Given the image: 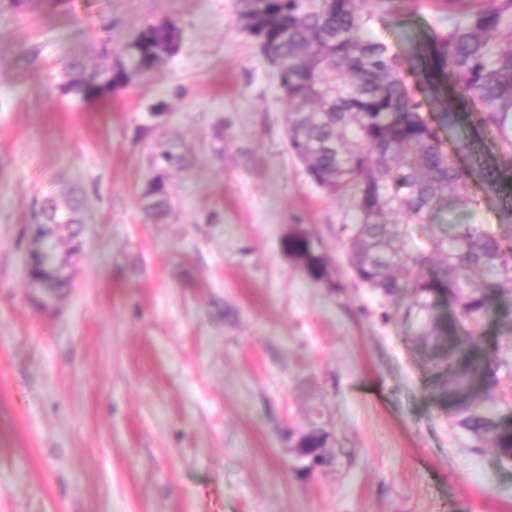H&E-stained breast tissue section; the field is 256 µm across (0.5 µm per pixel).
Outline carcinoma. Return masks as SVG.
Segmentation results:
<instances>
[{
	"label": "carcinoma",
	"instance_id": "obj_1",
	"mask_svg": "<svg viewBox=\"0 0 512 512\" xmlns=\"http://www.w3.org/2000/svg\"><path fill=\"white\" fill-rule=\"evenodd\" d=\"M420 0H238L237 20L275 68L288 106V145L307 175L331 194L345 198L351 223L342 225L355 278L383 299L405 288L414 306L429 313L430 335L440 339L444 321L432 315L445 302L464 324L456 336L448 380L439 388L451 404L453 424L475 447L490 441L502 459H512V354L479 347L482 318L496 302L512 300V244L484 224H452L438 236L431 217L454 201L476 216L492 192L502 215L512 219V167L489 168L475 176L447 149L444 134L459 119L477 133L498 136L512 160V0H435L448 25L405 57L367 35L377 18L396 19ZM172 20L144 23L122 44L100 47L113 58L86 73L73 61L57 75L64 90L88 101L126 88L133 78L159 68L173 51L162 41ZM417 78L411 86L410 78ZM479 103L473 112L448 107ZM168 146L153 157L165 170L184 165ZM163 175L151 182L146 205L158 214L166 205ZM31 241L39 253L29 278L41 288H65L64 261L53 227L74 224L53 205L45 209ZM300 271L328 280L320 243L294 225L284 242ZM310 422L297 443L316 452L331 433Z\"/></svg>",
	"mask_w": 512,
	"mask_h": 512
}]
</instances>
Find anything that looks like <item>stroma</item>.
Wrapping results in <instances>:
<instances>
[{
  "label": "stroma",
  "mask_w": 512,
  "mask_h": 512,
  "mask_svg": "<svg viewBox=\"0 0 512 512\" xmlns=\"http://www.w3.org/2000/svg\"><path fill=\"white\" fill-rule=\"evenodd\" d=\"M237 0H0V512H512V462L452 427L448 349L347 262L346 200L288 149L279 81ZM175 21L178 52L78 102L54 79L99 43ZM435 7L372 33L398 53ZM173 145L168 205L147 214L152 154ZM69 287L26 273L44 203ZM321 244L329 279L283 247ZM330 415L327 462L291 452ZM284 248L302 273L315 281H328L327 264L320 243L306 229L293 225Z\"/></svg>",
  "instance_id": "35a3bbf8"
}]
</instances>
